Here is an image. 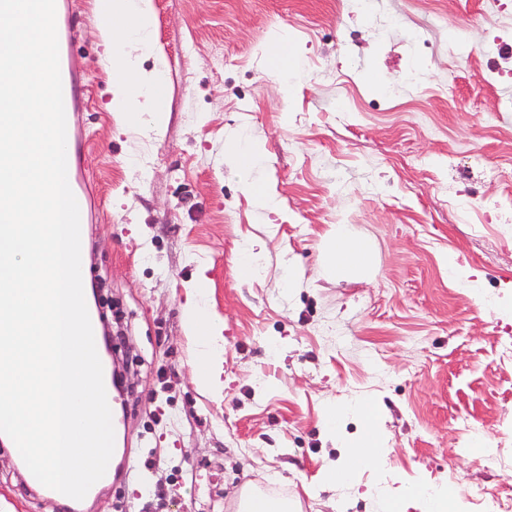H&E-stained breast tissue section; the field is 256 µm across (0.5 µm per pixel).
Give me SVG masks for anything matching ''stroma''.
Instances as JSON below:
<instances>
[{
  "mask_svg": "<svg viewBox=\"0 0 512 512\" xmlns=\"http://www.w3.org/2000/svg\"><path fill=\"white\" fill-rule=\"evenodd\" d=\"M153 7L169 83L159 139L118 131L94 0L73 4L79 153L101 208L84 226L85 286L120 317L130 388L112 404V479L83 512H234L248 483L301 512H383L364 490L393 480L512 496V359L501 354L512 223L483 213L512 205V0ZM282 40L300 55L287 98L260 62ZM237 131L258 146L251 177L280 213L262 214L225 161ZM267 223L277 233L264 269L243 280L240 245ZM340 223L374 241L369 279L318 276L319 243ZM452 253L480 274L478 289L449 275ZM201 277L224 322L217 396L192 380L182 324ZM354 396L379 402L388 453L352 486L321 488L323 465L349 455L324 432V410ZM485 452L495 467L480 464ZM0 512H70L30 492L1 441Z\"/></svg>",
  "mask_w": 512,
  "mask_h": 512,
  "instance_id": "stroma-1",
  "label": "stroma"
}]
</instances>
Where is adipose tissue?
I'll list each match as a JSON object with an SVG mask.
<instances>
[{
  "label": "adipose tissue",
  "mask_w": 512,
  "mask_h": 512,
  "mask_svg": "<svg viewBox=\"0 0 512 512\" xmlns=\"http://www.w3.org/2000/svg\"><path fill=\"white\" fill-rule=\"evenodd\" d=\"M97 27L105 48L101 61L112 82L111 111L119 112L121 129H141L162 135L166 128L168 82L163 58L156 57L152 69H145L142 58L154 54L152 42V0H96ZM224 157L240 174L241 190L262 209L277 210L276 195L258 185L251 172L259 161L254 145L242 135L232 134L224 140ZM319 272L322 276L342 280L373 275L376 270L374 247L368 239L356 236L350 225L335 224L319 246ZM206 283L198 281L183 308L184 323L195 341L196 357L193 377L204 390L218 391L224 386V338L222 322L214 320L205 306ZM354 415L361 419L362 430L352 442V453L345 465L327 462L322 484L328 488L347 484L359 469L381 460L388 453L386 442L377 427L376 402L368 397L353 398L329 405L323 425L335 432L341 421ZM372 494L387 508L418 506L421 512H447L448 502L460 499V492L449 491L442 483L372 487Z\"/></svg>",
  "instance_id": "obj_1"
}]
</instances>
